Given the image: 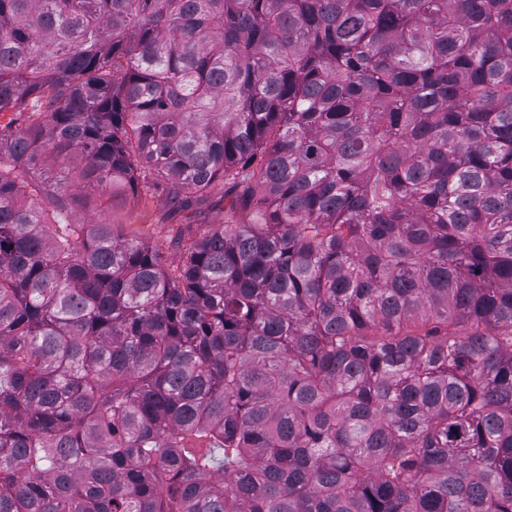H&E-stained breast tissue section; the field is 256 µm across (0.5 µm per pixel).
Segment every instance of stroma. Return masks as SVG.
Wrapping results in <instances>:
<instances>
[{
  "label": "stroma",
  "mask_w": 512,
  "mask_h": 512,
  "mask_svg": "<svg viewBox=\"0 0 512 512\" xmlns=\"http://www.w3.org/2000/svg\"><path fill=\"white\" fill-rule=\"evenodd\" d=\"M58 175L65 176L69 184L77 188L80 202L73 208V220L112 224L125 236L164 246L166 263L170 266L176 265L179 259V252L173 245L178 236L190 234L199 237L214 224H239L245 219L239 210H207L190 224L184 214L174 210L164 190L137 195L125 192L115 196L81 186L78 171L71 166L63 169L42 162L31 171L32 178L37 181Z\"/></svg>",
  "instance_id": "stroma-1"
}]
</instances>
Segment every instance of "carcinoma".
Here are the masks:
<instances>
[{
  "label": "carcinoma",
  "instance_id": "1",
  "mask_svg": "<svg viewBox=\"0 0 512 512\" xmlns=\"http://www.w3.org/2000/svg\"><path fill=\"white\" fill-rule=\"evenodd\" d=\"M2 112L0 512H512V0H0ZM30 174L36 181H43L47 176L67 177L72 191L80 198V203L73 208V220L94 222L93 224H114L117 231L127 237H137L151 245H161L167 257V268H172L179 259V252L172 245L179 235H186L187 238L188 234H192L198 238L208 232L213 227L212 224H241L247 219L242 211L230 209L234 194L224 200V212L208 210L211 201L201 205L204 213L197 216L194 223L189 226L185 219L188 212L177 213L174 210L164 191V182L160 179L158 181L161 187L158 190L137 195L124 192L118 197L112 196L109 192L103 193L84 187L78 176L79 170L74 169L73 165L61 170L59 166L50 162H42L37 164ZM75 185L79 186L78 190Z\"/></svg>",
  "mask_w": 512,
  "mask_h": 512
}]
</instances>
